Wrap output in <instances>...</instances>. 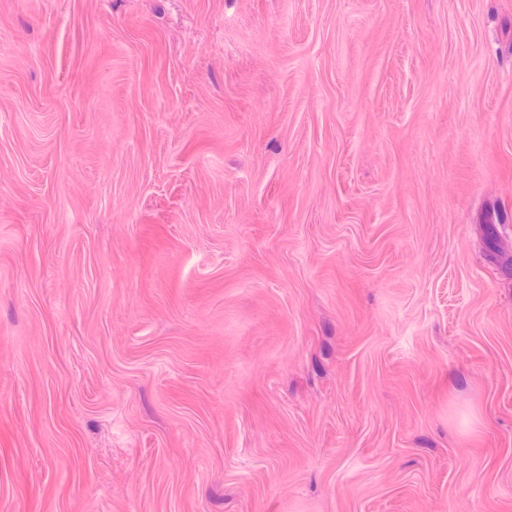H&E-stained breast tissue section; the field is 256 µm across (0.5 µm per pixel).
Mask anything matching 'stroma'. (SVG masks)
Returning <instances> with one entry per match:
<instances>
[{
  "label": "stroma",
  "mask_w": 512,
  "mask_h": 512,
  "mask_svg": "<svg viewBox=\"0 0 512 512\" xmlns=\"http://www.w3.org/2000/svg\"><path fill=\"white\" fill-rule=\"evenodd\" d=\"M512 0H0V512H512Z\"/></svg>",
  "instance_id": "35a3bbf8"
}]
</instances>
